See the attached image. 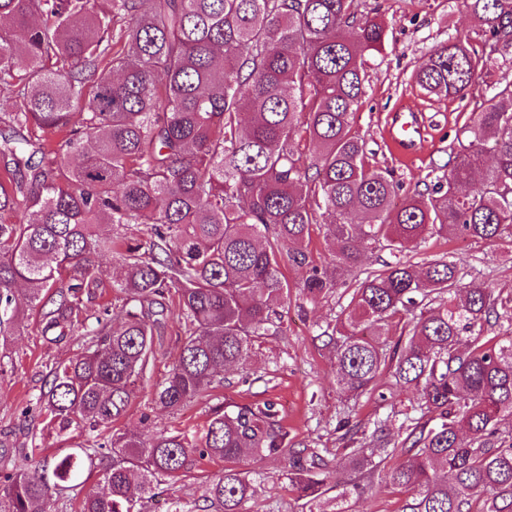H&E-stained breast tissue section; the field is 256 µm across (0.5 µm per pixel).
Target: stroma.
Segmentation results:
<instances>
[{"label":"stroma","instance_id":"stroma-1","mask_svg":"<svg viewBox=\"0 0 512 512\" xmlns=\"http://www.w3.org/2000/svg\"><path fill=\"white\" fill-rule=\"evenodd\" d=\"M359 11L383 20L388 40L384 51L368 60L365 94L353 129L367 145L370 164L391 172L402 198L443 175L452 147L468 139L466 124L494 90L482 83L466 97L446 98L426 94L413 82L415 70L428 53L449 38L466 36L473 45H480L481 37L464 0H359ZM401 104L416 105L426 120L420 155L410 163L399 160L386 134L388 117ZM400 259L416 266L432 259L452 260L460 285L484 282L501 299L512 298L510 236L490 241L435 236L404 250ZM348 301L345 287L315 303L299 290H291L281 308L283 332L259 339L245 368L225 372L219 398L228 405L274 402L294 448L326 449L332 461L330 479L351 492L355 512H401L407 492L386 483L381 475L354 469L344 451L360 448L365 456L379 459L380 444L371 438L377 420L386 423L389 442L402 443L407 426L420 416L417 394L404 388L383 404L376 394L355 398L337 390L336 364L327 333ZM179 319L178 313H171L163 346L139 382L122 427L145 436L179 433L198 444L207 430L211 401L197 399L172 413L155 404L151 396L154 385L179 354ZM14 329L12 342L0 346V440L12 443L17 467L31 470L34 462L22 453L31 440H38L50 458L67 451L36 399L51 381L55 362L76 354L83 328L75 326L69 338L52 343L43 336L35 313L25 309ZM242 467L249 471L256 488L245 505L246 512H305L288 480L286 460H247ZM223 469V464L209 459H195L186 476L161 482L146 512H170L175 501L185 512H211L206 489Z\"/></svg>","mask_w":512,"mask_h":512}]
</instances>
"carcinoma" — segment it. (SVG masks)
I'll use <instances>...</instances> for the list:
<instances>
[{
  "mask_svg": "<svg viewBox=\"0 0 512 512\" xmlns=\"http://www.w3.org/2000/svg\"><path fill=\"white\" fill-rule=\"evenodd\" d=\"M482 49L467 38L436 46L415 83L465 97L512 48V0H467ZM385 27L357 0H0V340L26 306L57 342L85 323L83 300L103 287L96 259L111 253L125 296L124 320L85 327L81 352L52 369L37 403L58 433L83 435L80 452L56 462L54 481L15 468L0 441V512H50L53 495L76 492L78 512H142L154 482L192 458L224 462L207 487L215 512H241L255 486L240 460L278 456L308 512H318L331 461L294 451L271 403L211 409L204 442L179 434L147 440L96 428L126 417L168 320L166 296L182 311L180 353L154 391L176 412L224 384L255 342L283 329L276 307L296 286L315 300L370 249L391 256L428 237L512 236V82H500L474 113L470 139L452 151L432 188L393 206L386 170L367 164L351 133L364 93L365 55L379 53ZM81 122L72 123V103ZM315 159L301 163L296 140ZM361 213L362 224L351 216ZM99 224H141L140 238L103 237ZM336 246L329 274L309 259L314 226ZM297 280L290 284L284 269ZM457 266L415 269L383 262L350 291L329 334L336 386L371 393L389 368L414 388L420 410L400 459L384 473L411 492L403 512H512V442L496 424L512 417V336H481L498 316L484 283L456 294ZM400 340L379 339L393 320ZM352 465L380 464L347 452ZM100 460L102 491L85 488L84 463Z\"/></svg>",
  "mask_w": 512,
  "mask_h": 512,
  "instance_id": "cac0c4a2",
  "label": "carcinoma"
}]
</instances>
